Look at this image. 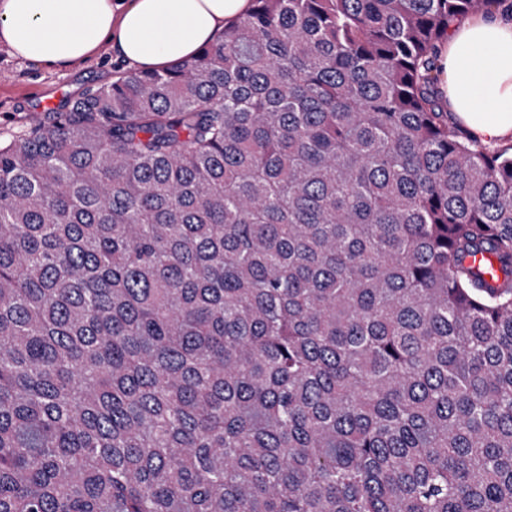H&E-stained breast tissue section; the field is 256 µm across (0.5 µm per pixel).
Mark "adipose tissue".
Returning a JSON list of instances; mask_svg holds the SVG:
<instances>
[{"instance_id":"1","label":"adipose tissue","mask_w":512,"mask_h":512,"mask_svg":"<svg viewBox=\"0 0 512 512\" xmlns=\"http://www.w3.org/2000/svg\"><path fill=\"white\" fill-rule=\"evenodd\" d=\"M251 0H0V44L49 69L84 64L110 43L130 66L195 57ZM437 64L449 112L482 142L512 136V20L477 14L448 32Z\"/></svg>"}]
</instances>
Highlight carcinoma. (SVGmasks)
Segmentation results:
<instances>
[{
  "mask_svg": "<svg viewBox=\"0 0 512 512\" xmlns=\"http://www.w3.org/2000/svg\"><path fill=\"white\" fill-rule=\"evenodd\" d=\"M499 8L253 0L0 144V512H512V152L435 67Z\"/></svg>",
  "mask_w": 512,
  "mask_h": 512,
  "instance_id": "cac0c4a2",
  "label": "carcinoma"
}]
</instances>
